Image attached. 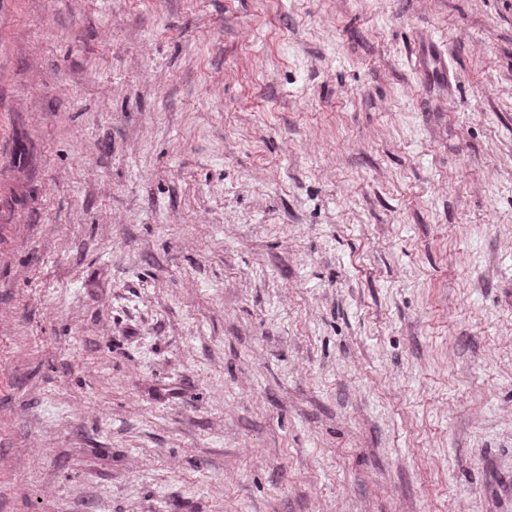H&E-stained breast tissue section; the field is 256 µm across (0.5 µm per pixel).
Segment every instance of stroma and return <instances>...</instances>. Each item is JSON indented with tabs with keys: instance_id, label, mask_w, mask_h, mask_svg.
Returning a JSON list of instances; mask_svg holds the SVG:
<instances>
[{
	"instance_id": "stroma-1",
	"label": "stroma",
	"mask_w": 512,
	"mask_h": 512,
	"mask_svg": "<svg viewBox=\"0 0 512 512\" xmlns=\"http://www.w3.org/2000/svg\"><path fill=\"white\" fill-rule=\"evenodd\" d=\"M0 512H512V0H0Z\"/></svg>"
}]
</instances>
